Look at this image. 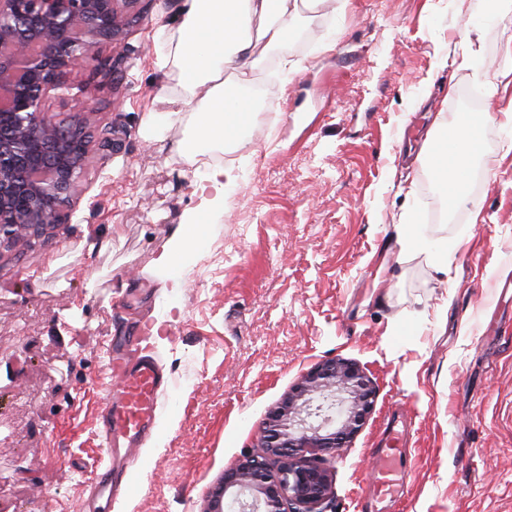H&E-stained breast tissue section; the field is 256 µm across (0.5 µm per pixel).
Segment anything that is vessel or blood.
Instances as JSON below:
<instances>
[{
    "instance_id": "obj_1",
    "label": "vessel or blood",
    "mask_w": 512,
    "mask_h": 512,
    "mask_svg": "<svg viewBox=\"0 0 512 512\" xmlns=\"http://www.w3.org/2000/svg\"><path fill=\"white\" fill-rule=\"evenodd\" d=\"M147 339L144 333L129 337L107 365L109 377L118 379L120 386L105 395L98 414V433L105 453L122 448L129 457H136L155 428L169 380L155 356L144 349ZM400 454L396 439H389L372 473L368 491L372 504L402 493L404 479L394 465ZM125 474V466L111 463L96 470L90 482L91 503L111 500Z\"/></svg>"
}]
</instances>
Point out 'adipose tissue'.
Here are the masks:
<instances>
[{"mask_svg": "<svg viewBox=\"0 0 512 512\" xmlns=\"http://www.w3.org/2000/svg\"><path fill=\"white\" fill-rule=\"evenodd\" d=\"M297 5V0H181V23L164 34L161 63L177 69L186 91L180 104L196 115L193 135L177 146L188 163L248 143L257 110L252 74L267 53L287 41ZM501 118L512 125V102L500 113L476 115L453 128L435 121L428 134V144L438 147L432 174L446 199L457 207L472 202L467 160L478 153L484 127ZM223 173V168H209L213 194L184 215L156 260L159 270L169 273L173 287L182 285L176 260L189 252L202 227L224 211Z\"/></svg>", "mask_w": 512, "mask_h": 512, "instance_id": "1", "label": "adipose tissue"}]
</instances>
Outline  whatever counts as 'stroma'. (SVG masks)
Listing matches in <instances>:
<instances>
[{"mask_svg": "<svg viewBox=\"0 0 512 512\" xmlns=\"http://www.w3.org/2000/svg\"><path fill=\"white\" fill-rule=\"evenodd\" d=\"M179 4L148 0L124 42L99 47L116 81L71 73L101 130L73 213L49 237L0 249V512H83L106 458L96 420L109 343L139 320L170 388L107 512H204L268 412L329 358L377 388L328 466L335 512H371L395 419L406 492L388 512H512V130H485L476 216L456 208L430 223L442 198L418 159L470 85L482 88L474 112L512 101V13L487 25L486 0H326L312 17L300 4L304 43L262 69L275 119H255L224 163L234 181L206 262H178L176 292L154 261L200 202L176 152L195 116L158 138L145 119L183 95L176 69L157 65L156 32L177 28ZM400 224L455 245L447 274L402 249Z\"/></svg>", "mask_w": 512, "mask_h": 512, "instance_id": "35a3bbf8", "label": "stroma"}]
</instances>
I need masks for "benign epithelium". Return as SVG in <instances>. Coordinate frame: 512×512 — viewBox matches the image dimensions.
Masks as SVG:
<instances>
[{
    "instance_id": "benign-epithelium-1",
    "label": "benign epithelium",
    "mask_w": 512,
    "mask_h": 512,
    "mask_svg": "<svg viewBox=\"0 0 512 512\" xmlns=\"http://www.w3.org/2000/svg\"><path fill=\"white\" fill-rule=\"evenodd\" d=\"M142 0H0V247L26 245L63 224L89 161L96 109L68 75L89 66L115 80L99 46L126 37ZM56 96L71 120L44 115ZM376 388L355 363L332 358L303 373L260 428L257 455L224 470L204 512H334L317 457L348 447L371 414Z\"/></svg>"
}]
</instances>
